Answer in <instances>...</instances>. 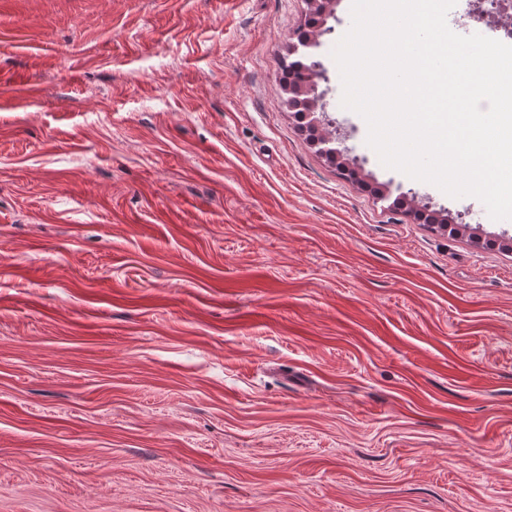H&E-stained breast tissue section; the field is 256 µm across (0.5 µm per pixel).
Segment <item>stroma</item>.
<instances>
[{"instance_id": "1", "label": "stroma", "mask_w": 512, "mask_h": 512, "mask_svg": "<svg viewBox=\"0 0 512 512\" xmlns=\"http://www.w3.org/2000/svg\"><path fill=\"white\" fill-rule=\"evenodd\" d=\"M350 2L355 184L304 0H0V512H512V223L367 145ZM287 60L288 55L284 58L282 64V71L285 74L282 82L284 91H286L288 86H293L301 77V73L297 67L298 60ZM307 63L311 64L310 70L305 71L297 84L293 88L288 89L295 94L296 99L301 100V97H303L302 102L305 106L292 100L291 94L288 93V106L293 109L294 115L300 120L302 119L303 113L306 112V108L308 112L306 116H308V114L312 115L314 112H323L327 105L325 101L326 93L324 90L319 91L318 85V80H326L322 64L316 60H310Z\"/></svg>"}]
</instances>
